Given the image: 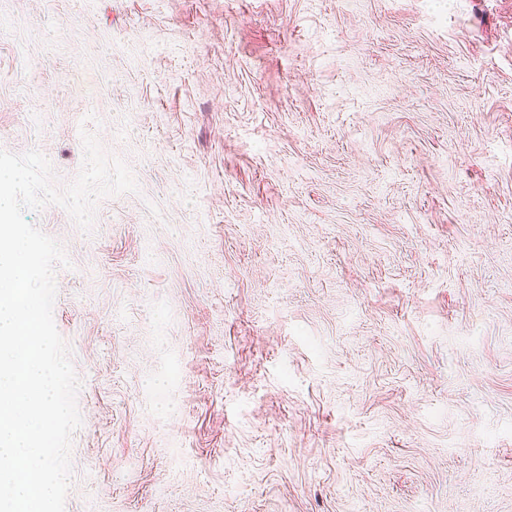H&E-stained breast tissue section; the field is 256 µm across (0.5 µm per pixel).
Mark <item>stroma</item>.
I'll return each instance as SVG.
<instances>
[{"label":"stroma","instance_id":"stroma-1","mask_svg":"<svg viewBox=\"0 0 512 512\" xmlns=\"http://www.w3.org/2000/svg\"><path fill=\"white\" fill-rule=\"evenodd\" d=\"M85 131L65 512H512V0H0V149Z\"/></svg>","mask_w":512,"mask_h":512}]
</instances>
